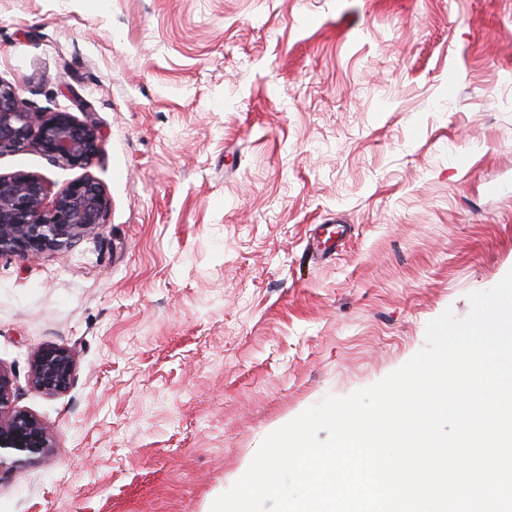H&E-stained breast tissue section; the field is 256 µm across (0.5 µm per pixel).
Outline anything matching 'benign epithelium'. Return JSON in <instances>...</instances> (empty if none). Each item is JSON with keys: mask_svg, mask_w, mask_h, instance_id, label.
Returning <instances> with one entry per match:
<instances>
[{"mask_svg": "<svg viewBox=\"0 0 512 512\" xmlns=\"http://www.w3.org/2000/svg\"><path fill=\"white\" fill-rule=\"evenodd\" d=\"M33 149L56 163L87 168L97 156V129L70 112H48L0 81V156ZM48 188L38 175L0 174V257L36 260L47 251H67L106 224L109 198L92 176L70 182L46 203ZM71 350L45 347L35 355L30 382L46 396L66 391L74 379ZM9 374L0 368V469L44 458L53 431L35 414L15 406Z\"/></svg>", "mask_w": 512, "mask_h": 512, "instance_id": "obj_1", "label": "benign epithelium"}]
</instances>
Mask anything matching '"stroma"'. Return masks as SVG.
I'll list each match as a JSON object with an SVG mask.
<instances>
[{
	"mask_svg": "<svg viewBox=\"0 0 512 512\" xmlns=\"http://www.w3.org/2000/svg\"><path fill=\"white\" fill-rule=\"evenodd\" d=\"M0 80L91 109L108 222L0 257V368L54 433L0 512H207L512 270V0H0ZM66 347L69 389L29 378ZM76 360L71 350L45 347L35 355L30 367V382L46 396L66 391L74 379Z\"/></svg>",
	"mask_w": 512,
	"mask_h": 512,
	"instance_id": "1",
	"label": "stroma"
}]
</instances>
